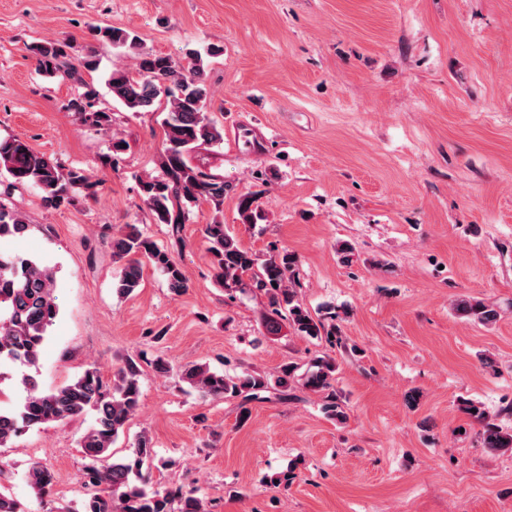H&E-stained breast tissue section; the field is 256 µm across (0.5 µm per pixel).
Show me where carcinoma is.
<instances>
[{"label": "carcinoma", "instance_id": "1", "mask_svg": "<svg viewBox=\"0 0 512 512\" xmlns=\"http://www.w3.org/2000/svg\"><path fill=\"white\" fill-rule=\"evenodd\" d=\"M98 35L136 56L134 69H115L109 74L106 86L110 96L135 112H151L165 105L164 137L159 149L162 175L141 182L143 202L155 222L168 224L177 233L180 222L186 221L188 208L203 203L213 206L215 216L205 225L204 234L216 280L229 291L256 288L268 293L271 310L265 327L269 333L280 332L286 322L301 336H331V343L340 344L336 324L312 315L293 288L297 257L283 250L263 259L244 247L221 215L228 188L224 177L192 161V153L200 146L223 141L222 130L211 117V91L203 78L201 55L192 52L189 61L182 64L144 50L138 36L129 30L105 27L98 29ZM27 49L39 72L66 76L79 85L65 104L67 111L84 125L100 129L111 125V116L102 108L97 92L72 64L69 43L42 40ZM0 171L7 174L14 187H37L46 209L72 205L81 191L95 186L89 174L66 170L58 161L14 137L0 138ZM238 215L243 224L257 223L261 210L255 194L240 197ZM26 229L23 216L0 199V238ZM111 245L112 257L122 263L113 284L118 296L127 297L140 286L146 265L164 276L173 295L180 296L188 290L182 268L136 225L121 227L112 235ZM54 290L55 277L50 268L22 256L0 253V366L26 368L19 380L24 398L15 405L0 407V448L32 428L72 420L92 411L94 421L81 438L80 447L88 460L86 483L95 488V493L84 503L83 512H172L176 501L180 512H209L206 502L192 491L150 486L153 457L148 439L138 437L127 455L112 453L113 444L139 408L140 369L135 361L125 363L111 386L93 363L65 385L48 390L41 387L35 369L48 329L59 312ZM454 310L458 316L483 325H492L498 318L497 310L480 299L462 300ZM293 371L294 367L288 366L274 378L258 373L229 378L205 364H193L183 367L180 377L205 395L240 398L245 415L247 404L261 398V393L288 388ZM334 372V363L318 360L315 369L303 375L301 385L312 392L327 391L332 388ZM465 410L484 423L485 447L494 451L512 449V432L487 421L486 412L473 403L466 404ZM26 482L35 494L43 496L52 489L54 474L34 462L28 468Z\"/></svg>", "mask_w": 512, "mask_h": 512}]
</instances>
